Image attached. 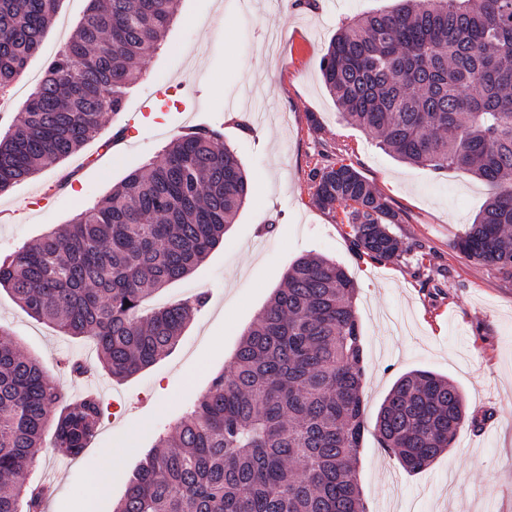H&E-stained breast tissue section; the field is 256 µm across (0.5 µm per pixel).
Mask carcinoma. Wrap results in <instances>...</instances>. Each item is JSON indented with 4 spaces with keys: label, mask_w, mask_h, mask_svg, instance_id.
I'll return each instance as SVG.
<instances>
[{
    "label": "carcinoma",
    "mask_w": 512,
    "mask_h": 512,
    "mask_svg": "<svg viewBox=\"0 0 512 512\" xmlns=\"http://www.w3.org/2000/svg\"><path fill=\"white\" fill-rule=\"evenodd\" d=\"M59 0H0V95L40 49ZM180 0H89L25 111L0 136V193L76 153L101 117L123 108ZM321 75L343 119L389 155L434 172L464 170L488 199L456 243L512 279V0H396L342 25ZM315 202L349 208L356 250L406 252L398 213L356 168L313 172ZM251 192L220 131L197 127L160 161L131 171L93 206L0 260V287L31 316L91 339L116 378L179 342L206 293L150 312L143 300L189 277L223 241ZM356 285L336 261L302 256L244 331L230 370L160 434L114 512H368L356 464L364 435L411 472L466 426L456 385L429 370L400 377L367 420L366 357ZM104 417L99 396L64 397L43 366L0 329V512H43L50 488L30 480L44 435L80 456Z\"/></svg>",
    "instance_id": "1"
}]
</instances>
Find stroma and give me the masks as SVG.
<instances>
[{
    "label": "stroma",
    "mask_w": 512,
    "mask_h": 512,
    "mask_svg": "<svg viewBox=\"0 0 512 512\" xmlns=\"http://www.w3.org/2000/svg\"><path fill=\"white\" fill-rule=\"evenodd\" d=\"M392 0H180L145 79L121 112L107 114L81 151L0 194V257L69 223L111 193L135 167L159 161L178 135L218 129L248 172L252 190L220 246L187 278L154 293L155 308L208 295L172 352L126 379L104 370L92 383L70 376L67 360L97 361L91 342L63 335L0 289V329L45 368L67 400L93 391L106 413L76 458L42 448L32 479L53 492L44 512H113L136 464L159 433L186 416L218 373L227 371L244 330L306 254L336 260L357 284L356 309L367 359L363 400L375 416L396 380L415 369L448 376L480 427L462 429L448 453L413 474L365 436L358 477L369 512H512V280L455 247L488 198L469 173L403 164L375 134L343 121L320 63L349 17ZM88 0H60L22 92L1 96L6 131L48 62L74 33ZM181 83L163 112L157 89ZM354 166L400 214L391 230L405 253L378 262L354 247L342 212L321 209L311 179L325 157ZM78 179V196L62 183ZM107 483L97 486L96 473Z\"/></svg>",
    "instance_id": "obj_1"
}]
</instances>
